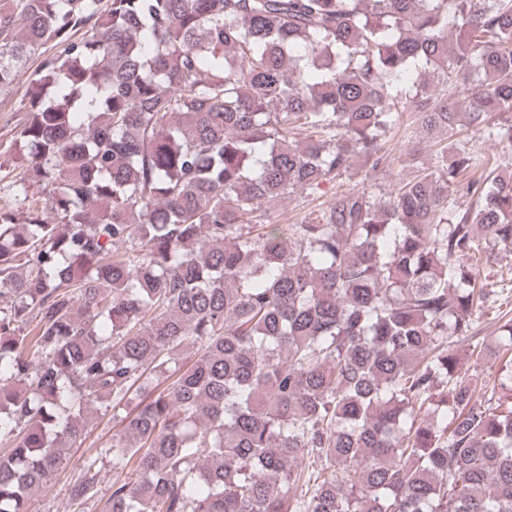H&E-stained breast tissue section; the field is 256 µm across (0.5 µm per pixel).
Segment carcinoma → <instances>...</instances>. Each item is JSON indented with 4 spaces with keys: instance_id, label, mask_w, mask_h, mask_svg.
Wrapping results in <instances>:
<instances>
[{
    "instance_id": "obj_1",
    "label": "carcinoma",
    "mask_w": 512,
    "mask_h": 512,
    "mask_svg": "<svg viewBox=\"0 0 512 512\" xmlns=\"http://www.w3.org/2000/svg\"><path fill=\"white\" fill-rule=\"evenodd\" d=\"M22 77L0 512L94 410L126 474L105 512H512V320L497 389L452 347L512 250V171L470 145L512 151V0H0V87ZM407 112L448 134L433 168L278 223L390 166ZM70 495L96 499V460Z\"/></svg>"
}]
</instances>
